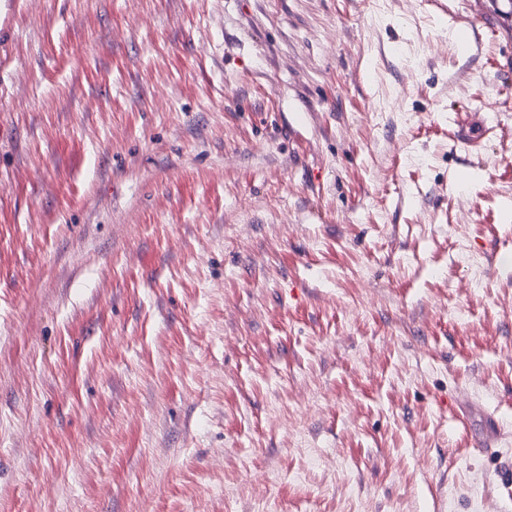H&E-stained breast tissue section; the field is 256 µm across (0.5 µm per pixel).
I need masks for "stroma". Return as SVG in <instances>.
I'll list each match as a JSON object with an SVG mask.
<instances>
[{
    "mask_svg": "<svg viewBox=\"0 0 512 512\" xmlns=\"http://www.w3.org/2000/svg\"><path fill=\"white\" fill-rule=\"evenodd\" d=\"M504 2L0 0V512H512ZM494 135L495 127L480 110H474L464 122L458 124L455 142L463 150L473 153L483 149Z\"/></svg>",
    "mask_w": 512,
    "mask_h": 512,
    "instance_id": "obj_1",
    "label": "stroma"
}]
</instances>
